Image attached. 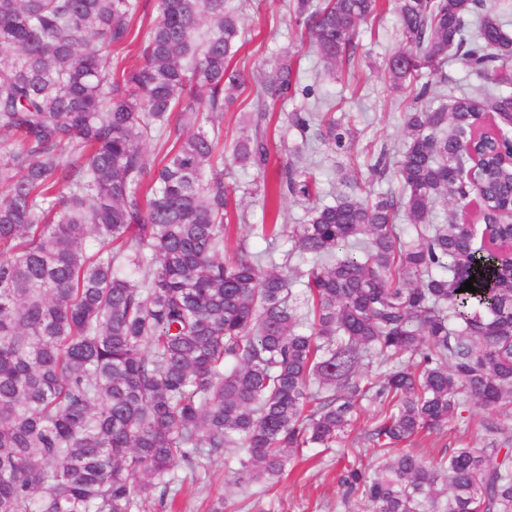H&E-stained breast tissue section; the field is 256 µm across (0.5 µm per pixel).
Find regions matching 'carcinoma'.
<instances>
[{
	"label": "carcinoma",
	"instance_id": "cac0c4a2",
	"mask_svg": "<svg viewBox=\"0 0 512 512\" xmlns=\"http://www.w3.org/2000/svg\"><path fill=\"white\" fill-rule=\"evenodd\" d=\"M394 9L406 49L390 77L416 103L400 192H342L303 224L255 225L315 260L291 279L268 251L223 256L214 119L260 83L252 132L229 148L260 175L269 105L297 85L288 61L261 82L236 67L228 0H156L133 71L120 54L143 0H0V512H136L179 493L178 463L228 449L234 484H275L303 449L342 442L363 400L373 423L342 455L345 512H512L511 425L482 419L485 447L429 461L397 448L468 400L512 406V104L485 90L436 106L419 84L450 57L507 81L512 38L485 0ZM382 12V0L292 4L333 69ZM284 122L338 148L351 135L317 112ZM148 140L164 147L157 162ZM317 189L283 164L279 191ZM475 199L478 247L458 222ZM472 276L477 291H460Z\"/></svg>",
	"mask_w": 512,
	"mask_h": 512
}]
</instances>
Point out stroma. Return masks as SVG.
I'll use <instances>...</instances> for the list:
<instances>
[{"mask_svg": "<svg viewBox=\"0 0 512 512\" xmlns=\"http://www.w3.org/2000/svg\"><path fill=\"white\" fill-rule=\"evenodd\" d=\"M238 7L242 34L240 49L234 63L257 75L271 72L277 59L293 60L298 70L299 91L294 100L277 104L268 126L271 156L265 177L244 170L233 163L224 165V182L235 190L233 202L238 216L233 219L224 243L225 259H232L238 245L258 252L273 248L275 257H282L292 244L288 239L267 243L253 231L254 225L279 221L284 225L301 224L306 220L307 204L287 195L279 199L274 212L262 207L263 184H275L286 160L285 148L302 150V161L316 173L323 202L331 203L342 188L347 176H358L360 192L374 195L395 192L399 182L394 175L374 180L363 169L378 156L395 163L404 146V115L414 106L408 92L393 89L387 63L405 44L398 30L397 16L392 7H385L376 26H362L361 42L350 75L336 77L328 72L317 52L310 47L304 32L291 18L290 0H234ZM428 98L432 101L469 94L481 86V79L470 75L457 60H449L442 73L428 76ZM304 108L335 118L350 128L352 135L344 147L337 148L318 140L315 135L304 136L294 128H286L283 113ZM373 407H366L348 431L343 451L332 450L319 454L315 464L294 463L290 476L268 486L254 484L235 494L232 485L234 462L221 456H201L194 469L178 465L176 473L185 477L196 474L198 481L185 485L173 512H211L218 499L234 500L236 512H336L342 491L337 482L341 452H353L364 445L371 427ZM484 430L466 426L463 419L449 422L440 432L425 435L411 443V450L424 454L442 448L467 445L483 447Z\"/></svg>", "mask_w": 512, "mask_h": 512, "instance_id": "obj_1", "label": "stroma"}]
</instances>
